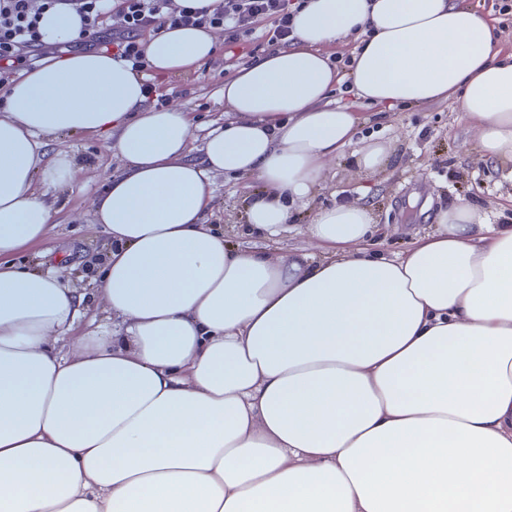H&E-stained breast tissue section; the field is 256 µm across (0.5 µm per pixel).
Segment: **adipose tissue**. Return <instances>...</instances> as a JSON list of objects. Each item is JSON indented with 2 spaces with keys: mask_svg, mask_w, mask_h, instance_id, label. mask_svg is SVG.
I'll use <instances>...</instances> for the list:
<instances>
[{
  "mask_svg": "<svg viewBox=\"0 0 512 512\" xmlns=\"http://www.w3.org/2000/svg\"><path fill=\"white\" fill-rule=\"evenodd\" d=\"M357 33L358 101L456 102L485 160L512 163V54L466 0H308L295 39L224 83L200 147L142 73L79 53L0 97V512H512V225L461 203L405 252L370 208L319 209L321 257L271 259L207 224L211 177L258 179L250 229L286 230L362 119L332 102L328 47ZM212 32L161 30L158 76ZM123 159L94 203L115 247L109 326L10 258L45 240L72 177L63 134Z\"/></svg>",
  "mask_w": 512,
  "mask_h": 512,
  "instance_id": "1",
  "label": "adipose tissue"
}]
</instances>
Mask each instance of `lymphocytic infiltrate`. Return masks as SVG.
Masks as SVG:
<instances>
[{
  "label": "lymphocytic infiltrate",
  "mask_w": 512,
  "mask_h": 512,
  "mask_svg": "<svg viewBox=\"0 0 512 512\" xmlns=\"http://www.w3.org/2000/svg\"><path fill=\"white\" fill-rule=\"evenodd\" d=\"M306 0H224L223 8H177L173 0H0V92L21 77L22 70L55 54L40 32L44 9L66 6L80 18L77 46L95 50L113 45L119 58L132 69L144 71V38L162 27L223 28L229 41L243 38L271 45L286 44L294 38L293 20ZM121 18L119 27H111V14ZM26 45L30 56L16 63L15 45Z\"/></svg>",
  "instance_id": "f902f5d3"
}]
</instances>
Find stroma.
<instances>
[{"instance_id":"obj_1","label":"stroma","mask_w":512,"mask_h":512,"mask_svg":"<svg viewBox=\"0 0 512 512\" xmlns=\"http://www.w3.org/2000/svg\"><path fill=\"white\" fill-rule=\"evenodd\" d=\"M228 56L227 47L219 43L207 63L159 81L168 104L190 113L193 145H200L211 124L224 118ZM357 109L368 121L358 129L352 146L327 162L317 205L370 207L377 224V247L389 252L401 251L430 232L439 212L460 202L483 214L487 223L512 224V172L482 158L478 128L454 101L397 106L384 112L361 103ZM376 141L388 146L389 166L374 173L360 170L354 162L356 148ZM56 146L74 159L71 182L56 197L48 238L25 248L13 261L63 275L85 299L86 316L79 324L84 332L107 322L97 293L96 263L113 246L102 225L96 224L91 205L106 179L121 171L123 160L101 134H65ZM259 187L252 177L215 176L209 223L219 225L225 237L239 246L266 248L275 259L313 253L306 235L313 209L290 218L287 232L274 242L247 229L245 201Z\"/></svg>"}]
</instances>
